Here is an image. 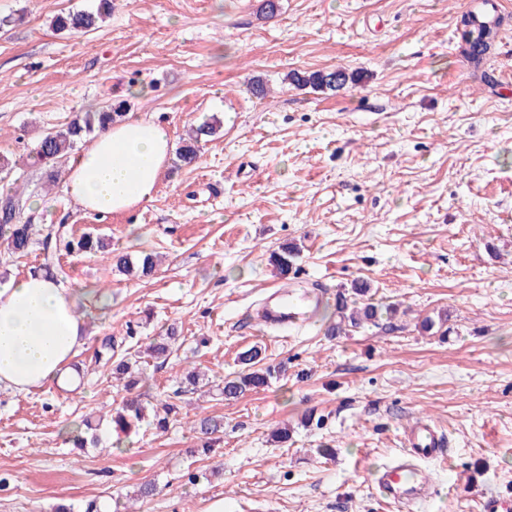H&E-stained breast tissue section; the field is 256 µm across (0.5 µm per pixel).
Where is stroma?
Listing matches in <instances>:
<instances>
[{
  "label": "stroma",
  "mask_w": 512,
  "mask_h": 512,
  "mask_svg": "<svg viewBox=\"0 0 512 512\" xmlns=\"http://www.w3.org/2000/svg\"><path fill=\"white\" fill-rule=\"evenodd\" d=\"M502 2L501 38L473 66L459 33L468 0H279L270 19L262 0H112L83 35L52 20L98 0H0V156L35 232L27 257L0 252V288L49 256V225L161 259L137 280L96 254L60 256L59 282L107 303L84 314L79 387H0V512H82L92 499L108 512H484L490 497L512 507V0ZM333 69L356 83L322 92L285 79ZM252 80L267 97L249 94ZM116 99L176 141L206 116L224 125L195 166L166 168L152 200L102 217L64 193V165L39 164L32 148ZM285 243L300 253L284 279L269 255ZM287 280L334 294L364 281L398 311L333 338L329 302L306 331L265 330L253 312ZM441 312L446 335L420 330ZM171 328L172 355L142 362L132 391L94 360L104 343L141 353ZM253 347L283 373L225 400V377ZM190 370L204 387L184 383ZM129 396H170L180 413L109 453L73 447L75 421L106 434L105 406ZM200 415L224 420L206 454L190 427ZM420 420L449 439L447 457L417 464L436 492L389 503L371 475ZM283 427L288 443H274ZM145 482L153 496L135 500Z\"/></svg>",
  "instance_id": "obj_1"
}]
</instances>
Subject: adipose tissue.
Instances as JSON below:
<instances>
[{"instance_id":"obj_1","label":"adipose tissue","mask_w":512,"mask_h":512,"mask_svg":"<svg viewBox=\"0 0 512 512\" xmlns=\"http://www.w3.org/2000/svg\"><path fill=\"white\" fill-rule=\"evenodd\" d=\"M171 146L165 125L128 115L70 157L64 190L86 211L127 213L152 199ZM97 302L94 293L40 272L1 288L0 384L26 393L73 379L70 362L84 342L82 310Z\"/></svg>"}]
</instances>
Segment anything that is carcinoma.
Returning a JSON list of instances; mask_svg holds the SVG:
<instances>
[{
	"instance_id": "obj_1",
	"label": "carcinoma",
	"mask_w": 512,
	"mask_h": 512,
	"mask_svg": "<svg viewBox=\"0 0 512 512\" xmlns=\"http://www.w3.org/2000/svg\"><path fill=\"white\" fill-rule=\"evenodd\" d=\"M112 10V0H99L94 11L77 10L62 12L55 16L53 27L58 31L74 33H88L96 28L99 21ZM462 29L460 37L467 45L468 55L479 58L483 56L492 44L496 36V28L477 26L472 15H466L461 19ZM289 79L300 87H311L321 91L335 92L344 88L347 84L356 81L354 74H349L343 69L330 71H312L298 73L293 72ZM128 109L125 100H116L112 104L95 111L79 112L69 122L46 132L34 145L32 154L46 166H53L60 158L68 155L77 144L95 131L122 121ZM222 122L213 117L196 126L187 138L182 140L177 148V164L180 166H192L200 158L201 142L210 141L220 129ZM20 204L19 198L13 193L0 196V240L7 246L8 253L17 258L28 254L33 235V225L20 218V211L16 205ZM45 239H53L56 242V251L72 253H97L107 248L104 239L92 234H83L79 237L57 234L53 228L47 229ZM298 257V248L284 246L279 251L270 255V261L280 274L286 278L292 271L295 258ZM113 265L118 272L134 279H145L152 276L156 270V262L152 253H144L133 260L126 255L113 257ZM336 320L328 326V333L332 336H346L349 333L361 329L369 324L378 325L380 310L377 305L366 301L358 306L356 302L347 298L343 293L336 298L334 311ZM105 365L108 367V376L116 380H125L124 387L134 388L139 380L132 371V362L129 357H122L118 361H112V345H104ZM241 363L245 365L238 374L224 378L222 393L227 400H234L247 392L258 391L268 387L272 379L280 376L282 367L268 365L259 366V351L251 349L243 353ZM146 419V407L138 399H130L122 402L112 409V426L115 430L130 434ZM196 432L212 439V436L223 432L224 423L216 417L200 416L193 421Z\"/></svg>"
}]
</instances>
